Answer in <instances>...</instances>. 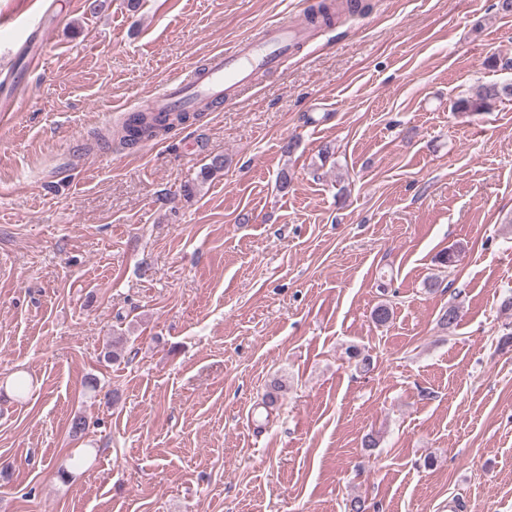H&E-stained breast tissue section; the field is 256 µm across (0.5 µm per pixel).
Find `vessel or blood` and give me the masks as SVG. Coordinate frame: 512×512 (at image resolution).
Returning a JSON list of instances; mask_svg holds the SVG:
<instances>
[{
  "label": "vessel or blood",
  "mask_w": 512,
  "mask_h": 512,
  "mask_svg": "<svg viewBox=\"0 0 512 512\" xmlns=\"http://www.w3.org/2000/svg\"><path fill=\"white\" fill-rule=\"evenodd\" d=\"M306 22H280L269 27L261 38L241 41L231 53L216 52L204 64L169 80L141 108L165 112L173 108L197 109L213 101L234 99L258 74L277 69L281 61L308 41Z\"/></svg>",
  "instance_id": "vessel-or-blood-1"
}]
</instances>
